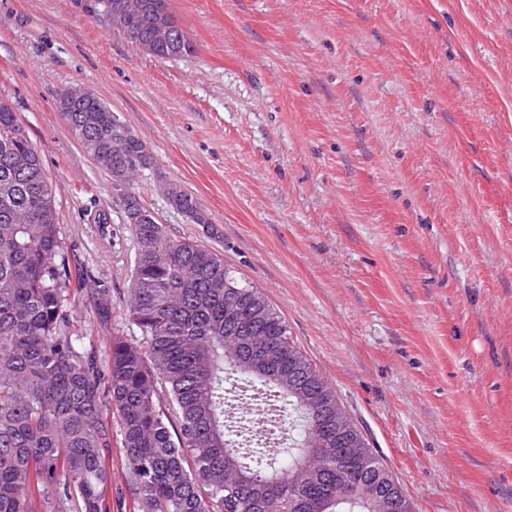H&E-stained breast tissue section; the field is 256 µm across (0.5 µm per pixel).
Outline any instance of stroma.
<instances>
[{"mask_svg":"<svg viewBox=\"0 0 512 512\" xmlns=\"http://www.w3.org/2000/svg\"><path fill=\"white\" fill-rule=\"evenodd\" d=\"M169 4L192 55L134 49L99 0H0V96L92 282L70 335L101 362L140 337L138 240L55 103L81 86L153 158L133 193L265 294L414 512H512V0ZM108 464L109 512H134ZM166 195L171 206L183 215L189 216L193 220L192 222L196 224H209L210 221L196 197L174 184L168 185Z\"/></svg>","mask_w":512,"mask_h":512,"instance_id":"obj_1","label":"stroma"}]
</instances>
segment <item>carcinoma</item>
<instances>
[{
	"label": "carcinoma",
	"instance_id": "1",
	"mask_svg": "<svg viewBox=\"0 0 512 512\" xmlns=\"http://www.w3.org/2000/svg\"><path fill=\"white\" fill-rule=\"evenodd\" d=\"M112 26L161 59L195 47L169 0H106ZM57 109L111 175L151 166L145 143L93 93ZM171 206L207 224L174 184ZM56 188L12 105L0 97V512H31L64 483L79 512H107L117 421L137 512H370L365 488L403 487L355 425L329 436L304 390L336 407L332 387L256 287L208 249L134 224L128 305L141 342L112 338L104 367L69 336L65 292L90 287L65 264ZM365 450L359 464L345 448Z\"/></svg>",
	"mask_w": 512,
	"mask_h": 512
}]
</instances>
